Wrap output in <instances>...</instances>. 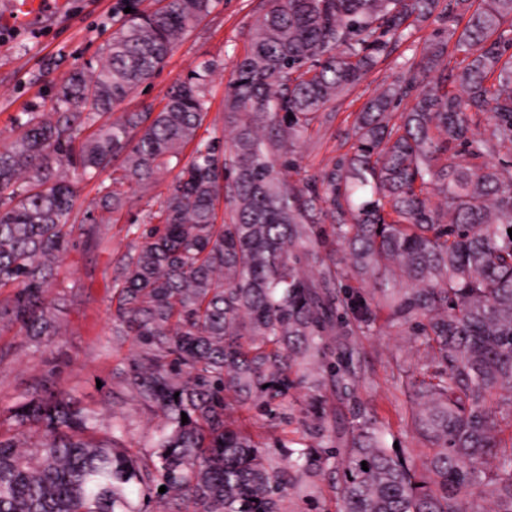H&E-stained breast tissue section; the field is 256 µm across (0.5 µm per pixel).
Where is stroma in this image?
<instances>
[{"label": "stroma", "instance_id": "obj_1", "mask_svg": "<svg viewBox=\"0 0 512 512\" xmlns=\"http://www.w3.org/2000/svg\"><path fill=\"white\" fill-rule=\"evenodd\" d=\"M118 0H67L60 15L41 21L35 32L24 33L0 25V132L10 131L22 112L49 104L66 73L96 60L112 32V12ZM480 0H466L448 19H431L412 29L410 36L391 44L376 66L358 83L331 101V121H320L301 138L293 158L300 176L330 169L338 158L351 153L353 128L365 103L406 71L407 63L419 60L427 45L463 29ZM266 0H220L219 4L169 56L146 86L145 92L120 104L131 112L141 104L161 105L169 88L201 62H215L208 79L211 109L200 130L207 137L218 133L232 137L234 125L224 113V96L234 67L249 47L248 32L266 9ZM173 178L163 173L145 187L129 188V202L112 225V246L94 250L77 245L65 256L60 278L67 290V306L61 315L67 332L61 341L46 347L30 342L18 330L0 334V403H9L31 391L38 379L51 377L56 388H75L84 404L111 417L113 407L129 415L132 438L145 440L154 425L139 412L112 377L123 366L131 343L113 346L111 266L131 242L126 229L144 212L157 210ZM369 386L361 397L380 421L401 432L408 414L406 396L396 387L392 373L407 357V349L388 324L359 340Z\"/></svg>", "mask_w": 512, "mask_h": 512}]
</instances>
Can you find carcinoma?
<instances>
[{
    "mask_svg": "<svg viewBox=\"0 0 512 512\" xmlns=\"http://www.w3.org/2000/svg\"><path fill=\"white\" fill-rule=\"evenodd\" d=\"M162 2L120 0L132 12L99 58L0 139V333L37 345L66 335L74 237L109 248L121 187L178 168L111 277L112 342L136 345L113 375L156 425L134 445L121 410L106 420L39 384L0 407V512H291L294 497L320 512L325 480L337 512H512V165L481 162L512 150V0L469 15L460 70L432 42L364 105L353 154L297 182L291 155L320 111L410 23L464 0H269L224 96L227 144L198 136L210 63L161 107L114 117L217 0ZM79 182L96 188L80 221ZM382 310L409 347L396 382L419 448L389 445L361 398L359 338ZM242 409L271 424L297 413L300 436L259 441Z\"/></svg>",
    "mask_w": 512,
    "mask_h": 512,
    "instance_id": "carcinoma-1",
    "label": "carcinoma"
}]
</instances>
